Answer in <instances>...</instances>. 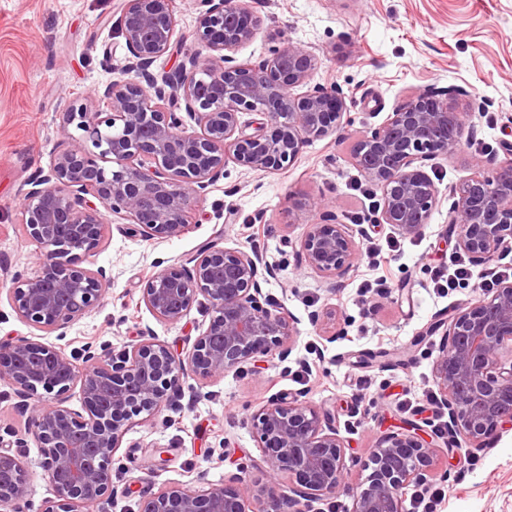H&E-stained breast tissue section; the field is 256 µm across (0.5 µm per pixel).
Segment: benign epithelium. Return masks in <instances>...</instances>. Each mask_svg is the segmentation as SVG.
<instances>
[{"label": "benign epithelium", "mask_w": 512, "mask_h": 512, "mask_svg": "<svg viewBox=\"0 0 512 512\" xmlns=\"http://www.w3.org/2000/svg\"><path fill=\"white\" fill-rule=\"evenodd\" d=\"M194 40L199 51L168 70L153 71L176 35L175 0H124L116 27L128 56L104 87L108 111L95 100L67 99V144L47 174L28 181L22 204L27 239L40 270L12 281L17 317L56 332L100 305L106 270L82 266L109 231L100 208L134 224L145 240H171L188 230V213L232 162L247 171L275 173L295 163L310 142L342 134L348 121L345 93L315 84L296 95L316 68V57L292 44L257 63L236 53L262 24L245 0H197ZM467 91L413 94L378 128L359 136L354 165L381 190L376 223L405 238L423 235L440 203L425 170L453 154L473 133L458 106ZM244 113L260 116L241 124ZM199 127L187 132L184 118ZM448 223L456 250L490 272L512 249V156L495 177L476 162L455 186ZM365 228L342 224L325 209L301 242L305 264L329 279L354 266ZM276 268L254 249L208 247L189 264L168 266L146 280L141 302L156 319L180 322L198 296L213 316L187 356L154 338L115 352L85 351L83 361L61 348L21 337L0 344V382L10 385L28 414L42 448L40 467L54 497L39 512H105L114 496L112 459L133 418L184 396L187 379H210L247 363L288 359L298 321L265 295L261 283ZM441 336L434 392L445 419L440 434L408 426L381 436L365 464V480L345 483L346 446L316 405L294 398L261 404L251 426L262 448L268 483L253 490L245 479L194 489L172 483L142 501L141 512H310L317 501L342 494L348 512H406V490L431 488L438 436L483 446L512 425V280L466 303L427 327ZM79 387L81 410L65 394ZM55 400L39 401L41 393ZM23 440L0 437V512H22L29 472L12 448Z\"/></svg>", "instance_id": "obj_1"}]
</instances>
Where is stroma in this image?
Listing matches in <instances>:
<instances>
[{"instance_id":"1","label":"stroma","mask_w":512,"mask_h":512,"mask_svg":"<svg viewBox=\"0 0 512 512\" xmlns=\"http://www.w3.org/2000/svg\"><path fill=\"white\" fill-rule=\"evenodd\" d=\"M263 25L236 58L264 59L280 40L312 53V81L343 90L350 124L344 135L307 144L293 166L277 173L227 165L190 213L186 233L146 241L132 224L104 212L110 229L88 268H106L111 280L101 305L66 333H46L13 309V277L34 276L39 262L21 220L22 192L39 171L49 170L66 139L60 104L82 99L112 78L123 62L125 40L114 28L123 0H0V341L26 336L56 344L66 354L85 347L123 349L150 334L177 351H190L212 312L198 299L178 323L156 320L141 291L160 264H182L206 246H245L246 226L264 214L260 248L277 266L263 291L295 317L300 334L287 360L197 384L175 409L140 415L112 463L118 490L112 512H140L143 495L170 483L206 487L236 476L266 483L262 452L249 417L263 402L303 396L335 419L346 445V481L357 485L362 465L382 432L405 422L431 429L437 413L433 363L439 337L425 335L434 317L449 318L482 293L486 280L474 267L468 284L442 293L430 270L454 253L448 236L451 186L476 160L495 164L512 153V0H247ZM195 0H177V34L158 68L177 65L197 51ZM460 86L474 126L451 156L429 162L440 203L418 243L405 244L395 262L356 260L337 284L300 264L297 253L309 224L320 218L316 201L329 202L339 222L368 224L380 189L352 164L351 148L379 127L416 89ZM301 199L302 207L291 205ZM387 277L384 294H361L362 285ZM332 319L311 323V311ZM11 386L0 383V436L24 439L19 454L31 474L32 512L54 496L29 435V419L16 406ZM438 467L451 471L437 512H512V427L480 449L443 448Z\"/></svg>"}]
</instances>
